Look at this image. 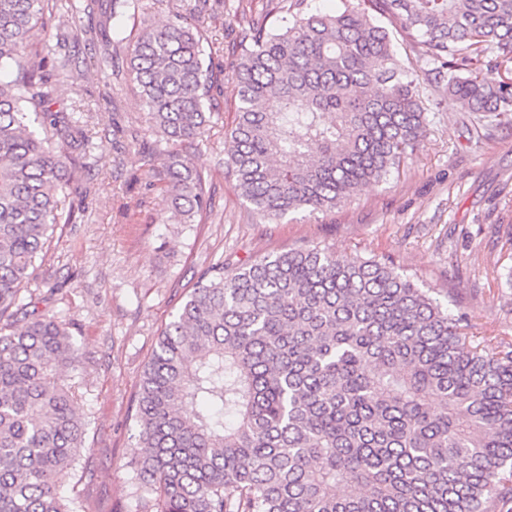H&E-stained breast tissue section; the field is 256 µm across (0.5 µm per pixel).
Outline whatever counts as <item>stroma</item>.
Returning <instances> with one entry per match:
<instances>
[{
  "mask_svg": "<svg viewBox=\"0 0 512 512\" xmlns=\"http://www.w3.org/2000/svg\"><path fill=\"white\" fill-rule=\"evenodd\" d=\"M143 14L114 23L136 38L143 20L188 15L198 0H143ZM263 20L270 0H207V36L222 51L220 116L187 153L206 179L211 205L200 223H167V200L144 179L146 160L167 145L150 131L124 72L86 56L60 78L55 109L81 101L98 148L75 173L64 202L75 223L59 225L22 293L28 311L74 321L81 353L66 370L85 447L60 493L74 512H155V495L131 465L138 426L135 395L164 326L206 268L225 270L272 252L317 244L339 254L388 257L419 287L447 297L474 336L512 337V123L477 136L460 104L420 72L427 108L419 147L381 184L362 187L325 213L277 220L255 215L224 168V132L233 125L242 27L237 7Z\"/></svg>",
  "mask_w": 512,
  "mask_h": 512,
  "instance_id": "1",
  "label": "stroma"
}]
</instances>
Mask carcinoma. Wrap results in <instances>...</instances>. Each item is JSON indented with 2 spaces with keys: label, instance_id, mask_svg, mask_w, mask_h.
I'll return each instance as SVG.
<instances>
[{
  "label": "carcinoma",
  "instance_id": "1",
  "mask_svg": "<svg viewBox=\"0 0 512 512\" xmlns=\"http://www.w3.org/2000/svg\"><path fill=\"white\" fill-rule=\"evenodd\" d=\"M102 62L126 51L139 106L170 149L144 171L170 221L209 206L180 146L205 136L221 92L205 16L146 23L127 42L116 9L69 0ZM249 26L233 73L224 165L262 218L335 209L414 152L426 112L396 62L394 24L463 111L512 121V0H343ZM55 0H0V512H72L60 487L84 448L63 369L79 362L57 315L17 309L97 145L81 106L53 112L72 71L56 29L52 72L32 36ZM504 69L485 83L483 67ZM131 464L156 512H493L512 503V339L487 353L448 302L385 259L302 245L205 270L158 338L136 397Z\"/></svg>",
  "mask_w": 512,
  "mask_h": 512
}]
</instances>
